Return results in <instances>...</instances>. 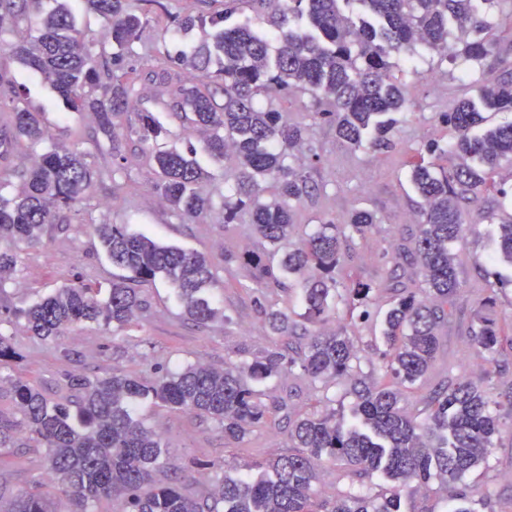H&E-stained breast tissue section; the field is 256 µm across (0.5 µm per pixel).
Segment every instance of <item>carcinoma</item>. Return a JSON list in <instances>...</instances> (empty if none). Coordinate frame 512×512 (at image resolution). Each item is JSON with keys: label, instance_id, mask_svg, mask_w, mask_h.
<instances>
[{"label": "carcinoma", "instance_id": "carcinoma-1", "mask_svg": "<svg viewBox=\"0 0 512 512\" xmlns=\"http://www.w3.org/2000/svg\"><path fill=\"white\" fill-rule=\"evenodd\" d=\"M40 0H0V51L49 82L73 112H91L97 131L108 142L112 165L98 167L78 146L53 145L46 151L21 150L52 140L42 113L29 107L20 86L0 68V188L19 178L17 193L0 195V293L15 284V247L37 244L60 213L88 197L95 181L129 177L137 159L125 153L129 143L150 144L163 127L151 112L137 108L143 83L158 90L172 116L187 131H202L200 147L185 152L152 149L147 160L155 189L172 213L197 222L214 211L204 190L210 175L195 158L197 150L232 163L233 193L222 196L224 223L248 218L267 253H282L278 266L246 251L224 256L225 270L261 288L284 285L293 276L305 303L300 327L288 310H264L271 335L286 340L302 330L305 346L286 355L268 349L250 362L214 368L196 362L150 382L113 374L104 378L75 375L69 382L75 409L48 399L18 378L9 380L20 421L0 418V459L20 426L45 448L48 484L4 501L0 512H60L58 498L70 512H98L103 499L116 512H317L313 484L322 468L339 462L358 479L374 473L393 483L388 497L355 488L323 503V512H401L399 488L439 480L456 487L466 473L488 460L503 423L491 412L484 381L464 376L453 386L433 390L424 415L401 406L406 389L421 381L439 351V333L448 307L465 293L454 246L481 222L498 228L496 253L512 264V212L465 209L472 199L497 189L494 176L512 160V121L477 131L485 112H512V73L477 82L475 93L458 100L442 121L457 132L443 147L433 141L427 152L446 164L420 161L411 181L421 199L415 212L416 234L407 251L408 275L376 285L341 274L355 256L345 252L350 238L366 239L378 223L362 210L344 224L332 220L294 241V213L309 194V168L296 163L307 128L289 123L273 106V97L308 92L312 118L331 124L338 142L348 148L389 144L390 114L407 101L406 86L391 78L394 58L411 62L420 48L459 66L470 78L500 64L490 38L493 14L505 0H357L361 10L345 9L352 0H246L261 27L230 22L225 8L205 16L194 10L201 0H185L179 14L162 0H80L106 29L99 44L87 42L75 23L72 0L58 3L33 36L24 27ZM166 14L168 28L205 38L174 56L152 53L144 41L149 15ZM185 71L197 82L186 83ZM278 194L264 197L267 182ZM113 266L129 276L102 290L77 280L15 313L33 336L57 338L74 324L93 323L117 332L130 326L142 300L129 282L166 279L189 319L207 324L228 321L212 295L216 280L209 259L174 245H164L123 224H94ZM398 296L384 320L381 359L387 379L366 383L360 349L348 329L368 316L377 293ZM485 301H477L470 330L478 356L496 364L500 333L484 318ZM349 323L325 330L336 309ZM313 388L353 386L357 402L351 420L336 421V409L306 413L289 432L294 453L257 464L263 474L216 478L204 501L185 493L180 478L153 479L165 467L161 431L136 417L137 406L151 400L170 409L213 420L233 443L243 442L264 419L268 406L255 385L286 370Z\"/></svg>", "mask_w": 512, "mask_h": 512}]
</instances>
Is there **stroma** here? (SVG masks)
Returning <instances> with one entry per match:
<instances>
[{
	"label": "stroma",
	"instance_id": "stroma-1",
	"mask_svg": "<svg viewBox=\"0 0 512 512\" xmlns=\"http://www.w3.org/2000/svg\"><path fill=\"white\" fill-rule=\"evenodd\" d=\"M431 64V55L421 49L410 66L398 71V79L408 88V101L396 115L387 149L341 146L335 130L315 122L309 114L312 99L308 94L297 92L275 101L288 122L307 128L310 145L321 156L320 164L311 171L316 189L296 208L299 236L314 232L327 219L345 222L355 209L374 214L378 219L374 231L368 239L355 240L357 258L349 266L353 275L368 283L389 278L401 262L403 250L411 247L415 229L411 218L419 199L410 182V169L425 156L430 141L444 144L454 140V128L442 123L439 115L470 91L469 81L459 78L455 65H443L440 73L433 75L429 72ZM10 70L31 104L43 112L57 144L76 142L81 149L97 154L96 124L91 113L68 111L52 86L22 65L11 64ZM140 107L156 113L166 128L158 147L184 150L193 142V135L170 117L153 90H145ZM131 177L135 190H128L120 182L95 185L89 199L79 209L67 212L63 223L47 226L40 244L18 245L19 285L6 287L0 294V307L12 311L26 307L78 279L109 286L121 271L106 259L91 226L110 222L207 255L219 284L225 321L200 325L188 320L171 285L158 278L137 284L143 309L137 321L116 336L95 325L79 324L64 336L44 339L30 335L23 319L13 315L4 319L0 332L7 336L16 357L0 367V377L23 379L49 399L65 403L74 398L68 386L74 375L101 378L127 374L149 382L187 363L220 367L252 360L278 342L263 325L264 307L274 305L295 315L303 312L299 289L284 292L277 288H243L225 272V255L246 247L262 251L250 225L224 223L218 210L199 222L182 221L155 192L150 167H135ZM495 237V225L479 224L456 246L460 278L469 295L458 302L441 332L440 358L433 371L405 394L404 405L411 412L423 410L424 398L432 390L450 386L462 375L477 371L478 349L470 345L467 336L474 308L472 291L494 289V301L484 307L483 313L501 335L512 334V265L493 260ZM390 300L387 294L377 296L369 308V318L357 321L350 329L362 348L363 374L376 379L382 375L381 319ZM261 390L265 403L285 399L290 411L267 414L264 422L237 446L227 443L223 432L206 417L148 401L138 406L140 419L160 427L168 464L185 475L188 495L205 500L213 478L223 474L234 477L250 471L253 463L289 453L290 415L321 411L331 402L338 414L347 417L356 402L350 389L335 387L323 395L305 381L288 376L266 380ZM45 475L44 449L36 447L26 434H17L13 448L0 461L5 495L30 489ZM461 487L473 500L476 512H512V431L501 432L487 464L467 473ZM454 506L447 488L434 480L411 484L401 493L402 512H451Z\"/></svg>",
	"mask_w": 512,
	"mask_h": 512
}]
</instances>
